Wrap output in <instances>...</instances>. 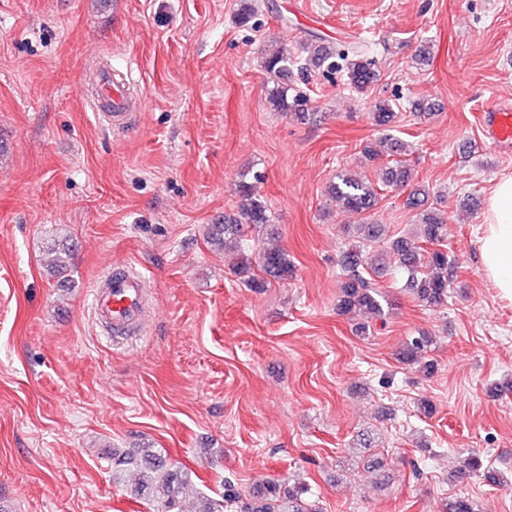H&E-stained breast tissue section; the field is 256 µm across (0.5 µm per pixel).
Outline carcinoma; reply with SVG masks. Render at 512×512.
<instances>
[{"mask_svg":"<svg viewBox=\"0 0 512 512\" xmlns=\"http://www.w3.org/2000/svg\"><path fill=\"white\" fill-rule=\"evenodd\" d=\"M301 54L304 59L318 64L327 59L326 48L316 39L306 41L301 46ZM339 59L351 88L360 95L365 94L376 81L372 61L360 50L344 52ZM294 64L291 52L286 49L263 57V68L271 83L267 88L266 102L274 112H292L303 120L309 116L306 99L298 92L292 93L288 85ZM397 117L393 105L385 99L371 105L370 118L377 127L389 128ZM398 151V143L386 137L366 144L362 153L367 161L374 163L385 157L392 158ZM411 182L412 174L405 162L392 159L385 165L384 186L407 187ZM328 193L346 212L358 217V223L352 226L351 242L341 257L347 275L341 283L336 304L338 314H357L366 319V322L358 324L357 332L368 334L371 323L384 321L392 309L389 295L375 287L369 278L372 273L386 270L389 258L406 272V289L417 302L432 307L447 301L455 262L447 251L440 248L445 239V221L438 208H427L419 213L418 235L389 239L384 225L371 221V212L381 196L374 182L345 170L337 173L336 180L330 182ZM239 196L238 213L224 217L222 224L208 225L207 242L218 249L239 247L246 231L269 222L268 207L256 195L252 185L240 184ZM258 264L264 273L262 277L254 275L252 258L247 255L242 256L235 267L236 276L249 288H265L294 274V265L287 253L277 246H260ZM433 344V337L422 332L403 343L397 359L405 365H417L430 375L435 364L427 359V353ZM111 458L112 475L115 477L131 468L140 471L142 480L135 489L137 496H146L155 502L159 512H179L183 492L190 480L188 474L171 469L161 457L160 450L144 448L135 453L114 448ZM470 475L480 476L495 485H508L499 472L484 466L475 455L468 456L457 470V476L461 478ZM305 494L306 489L301 486L286 489L278 482L265 481L255 485L249 500L242 503L241 512H319L316 504L304 498ZM200 501L201 507L196 512H224V504L238 502L239 495L229 485L221 498L202 495ZM442 512H475V506L472 500L460 496L443 503Z\"/></svg>","mask_w":512,"mask_h":512,"instance_id":"1","label":"carcinoma"}]
</instances>
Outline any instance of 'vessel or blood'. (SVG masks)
Here are the masks:
<instances>
[{"label": "vessel or blood", "mask_w": 512, "mask_h": 512, "mask_svg": "<svg viewBox=\"0 0 512 512\" xmlns=\"http://www.w3.org/2000/svg\"><path fill=\"white\" fill-rule=\"evenodd\" d=\"M133 70L120 71L98 67L92 73V88L87 102L99 122L115 129L129 126L138 118L141 100L134 91ZM485 124L490 138L501 149L512 147V106L495 104L486 110ZM93 311L113 339L126 338L138 327L149 309L146 278L133 267L108 275L92 291Z\"/></svg>", "instance_id": "1"}]
</instances>
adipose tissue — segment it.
<instances>
[{
	"instance_id": "1",
	"label": "adipose tissue",
	"mask_w": 512,
	"mask_h": 512,
	"mask_svg": "<svg viewBox=\"0 0 512 512\" xmlns=\"http://www.w3.org/2000/svg\"><path fill=\"white\" fill-rule=\"evenodd\" d=\"M477 249L485 277L512 300V175L497 179L487 192Z\"/></svg>"
}]
</instances>
